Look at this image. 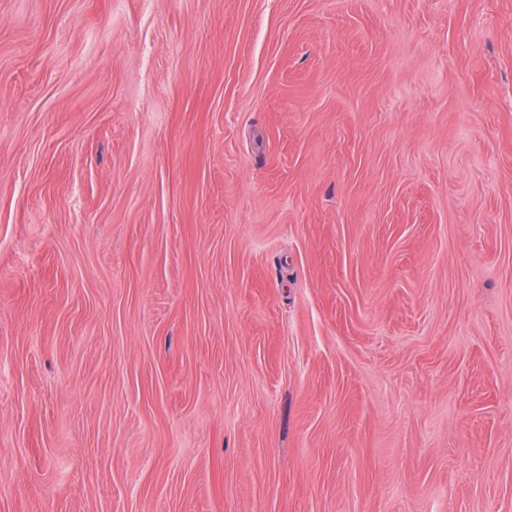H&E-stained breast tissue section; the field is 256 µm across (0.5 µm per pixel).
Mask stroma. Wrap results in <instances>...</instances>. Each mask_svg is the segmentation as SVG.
<instances>
[{
    "instance_id": "35a3bbf8",
    "label": "stroma",
    "mask_w": 512,
    "mask_h": 512,
    "mask_svg": "<svg viewBox=\"0 0 512 512\" xmlns=\"http://www.w3.org/2000/svg\"><path fill=\"white\" fill-rule=\"evenodd\" d=\"M0 512H512V0H0Z\"/></svg>"
}]
</instances>
